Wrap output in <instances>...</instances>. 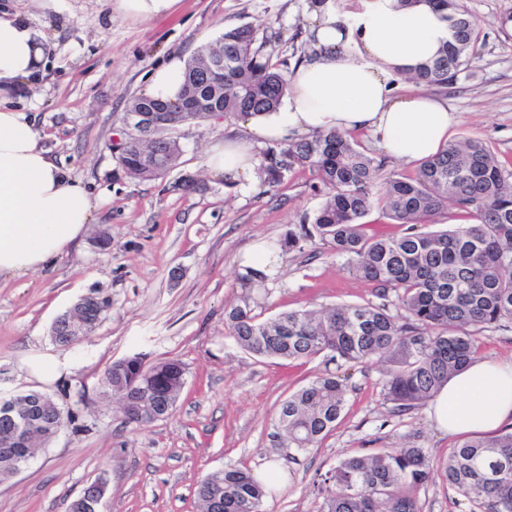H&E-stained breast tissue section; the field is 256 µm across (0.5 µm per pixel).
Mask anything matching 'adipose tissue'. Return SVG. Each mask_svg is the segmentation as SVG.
Instances as JSON below:
<instances>
[{"label":"adipose tissue","instance_id":"ef3b65f1","mask_svg":"<svg viewBox=\"0 0 512 512\" xmlns=\"http://www.w3.org/2000/svg\"><path fill=\"white\" fill-rule=\"evenodd\" d=\"M312 49L287 73L278 110L249 116V139L211 144L205 166L227 187L249 190L258 176L254 145L293 134L368 132L390 158L418 162L450 142L460 115L446 100L398 89L397 78L432 62L450 37L447 21L428 0H360L342 11L322 0L306 18ZM44 54L32 27L0 12V277L42 269L82 240L94 205L39 142L25 112L7 98L35 73ZM185 60L174 55L148 77L147 96L176 98ZM447 434H492L512 426V361L473 359L430 403Z\"/></svg>","mask_w":512,"mask_h":512}]
</instances>
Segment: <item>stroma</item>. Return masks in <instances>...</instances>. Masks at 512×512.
Segmentation results:
<instances>
[{"instance_id": "1", "label": "stroma", "mask_w": 512, "mask_h": 512, "mask_svg": "<svg viewBox=\"0 0 512 512\" xmlns=\"http://www.w3.org/2000/svg\"><path fill=\"white\" fill-rule=\"evenodd\" d=\"M466 6L478 40L466 75L442 94L461 117L453 138L485 141L512 169V0ZM0 9L28 20L51 45L11 104L33 119L50 157L82 182L94 226L112 236L110 252L88 234L44 270L0 281V392L37 390L76 415L20 473L0 481V512H68L101 476L108 480L103 512H195L197 482L228 465L257 473L278 467L280 483L264 512H318L313 483L340 458L396 448L412 434L432 457L446 456L454 437L436 428L428 406L394 415L373 360L349 368L345 412L317 446L293 457L279 444L281 402L327 365L320 357L255 358L230 335L224 309L249 289L242 278L248 251L257 242L278 250L266 292L256 298L261 318L373 298L372 286L321 245L279 247L325 198L310 170H295L274 191L226 189L204 157L213 142L244 134L237 117L183 125L179 164L156 181L125 177L112 152L127 102L144 94L150 71L214 43L224 29L282 30L288 41L275 60H298L308 0H179L172 15L150 21L125 17L111 0H0ZM186 175L201 189L179 190ZM94 291L110 296L107 316L78 344L56 345L54 321ZM135 353L186 368L172 414L141 427L126 423L102 385L109 364ZM418 498L421 512H469L438 477Z\"/></svg>"}]
</instances>
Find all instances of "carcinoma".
I'll list each match as a JSON object with an SVG mask.
<instances>
[{
	"mask_svg": "<svg viewBox=\"0 0 512 512\" xmlns=\"http://www.w3.org/2000/svg\"><path fill=\"white\" fill-rule=\"evenodd\" d=\"M449 22L450 39L439 57L413 76L416 84L443 91L468 68L476 21L463 0H432ZM282 32L253 26L230 28L187 62L178 99L203 92L205 112L189 122L224 115L262 116L278 111L287 70L272 63L267 47ZM221 60L224 80L201 75L203 60ZM169 100L138 96L129 111L160 112ZM181 147L165 126L138 129L124 140L116 159L122 173L155 181L178 165ZM263 182L276 189L297 168L313 172L327 189L325 201L300 230L288 231L282 246L301 252L314 241L345 259L355 279L373 286L379 302L341 304L321 310H292L260 320L252 297L224 310L225 325L238 345L258 358L308 361L322 356L341 367L375 359L382 364L385 397L394 412L425 405L448 378L478 352L475 332L512 325V170L480 140L451 143L424 160L412 177L384 173L385 162L352 137L319 131L267 146L259 153ZM474 217L472 224L416 232L433 224L448 205ZM380 207L397 235L369 232L363 219ZM112 307L89 296L85 310L69 312L71 325L95 326ZM105 386L118 398L127 423L144 426L139 410L153 405L170 414L185 383V367L170 359L147 364L140 354L112 362ZM346 378L333 372L315 377L280 405L277 428L297 452L314 447L333 428L347 403ZM30 436L9 443V416L0 414V479L15 473L13 455L36 449L72 422L48 396H17ZM450 484L469 512H512V429L473 435L444 458L409 441L398 448L350 455L314 484L323 496L318 512H420L417 494L433 476ZM266 481L248 468L213 470L195 489L200 512H264Z\"/></svg>",
	"mask_w": 512,
	"mask_h": 512,
	"instance_id": "1",
	"label": "carcinoma"
}]
</instances>
